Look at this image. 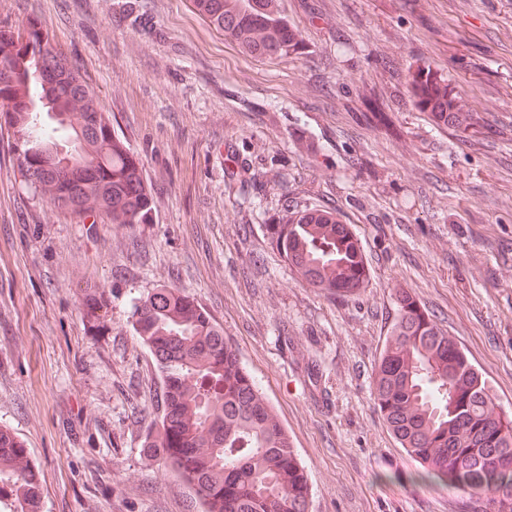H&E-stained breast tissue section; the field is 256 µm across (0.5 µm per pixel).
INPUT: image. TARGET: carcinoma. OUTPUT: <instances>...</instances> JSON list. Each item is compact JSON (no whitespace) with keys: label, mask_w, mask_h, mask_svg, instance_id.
<instances>
[{"label":"carcinoma","mask_w":512,"mask_h":512,"mask_svg":"<svg viewBox=\"0 0 512 512\" xmlns=\"http://www.w3.org/2000/svg\"><path fill=\"white\" fill-rule=\"evenodd\" d=\"M194 11L243 54L301 55V34L277 0H191ZM415 109L437 129H466L472 116L429 66L408 71ZM358 118L389 126L384 102L362 97ZM19 170L57 209L83 223L151 224L153 197L140 162L112 135L95 91L36 17L0 25V131ZM270 244L310 286L352 297L369 276L361 242L328 206L267 225ZM84 317L103 325L109 294L83 291ZM133 328L162 378L150 460L180 476L203 512H306L309 484L288 435L221 327L192 297L160 286L133 305ZM377 407L422 477L512 512V418L497 412L487 383L448 332L408 293L397 297L390 339L372 377ZM0 429V509L39 512L41 484Z\"/></svg>","instance_id":"1"}]
</instances>
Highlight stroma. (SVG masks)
Segmentation results:
<instances>
[{
  "mask_svg": "<svg viewBox=\"0 0 512 512\" xmlns=\"http://www.w3.org/2000/svg\"><path fill=\"white\" fill-rule=\"evenodd\" d=\"M0 0L37 16L141 161L150 224L79 223L26 185L0 148V427L26 446L41 512H202L149 463L161 378L131 311L165 285L224 327L288 434L308 512H480L419 478L384 423L372 376L396 293L453 336L512 418V0H279L309 54L243 55L190 0ZM431 65L474 118L435 129L406 100ZM389 95L393 133L356 122L357 93ZM334 205L369 278L340 300L310 287L266 227ZM106 289L89 332L82 294Z\"/></svg>",
  "mask_w": 512,
  "mask_h": 512,
  "instance_id": "35a3bbf8",
  "label": "stroma"
}]
</instances>
